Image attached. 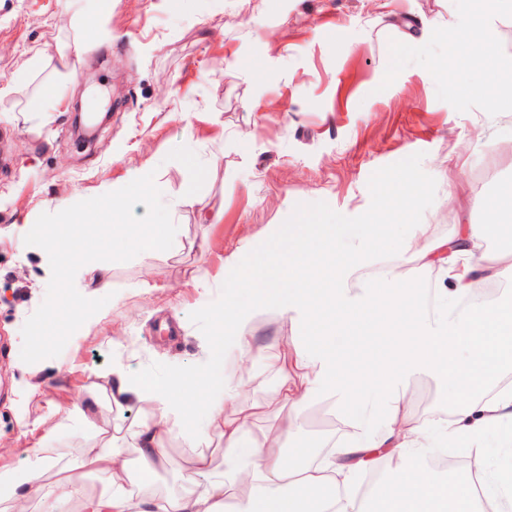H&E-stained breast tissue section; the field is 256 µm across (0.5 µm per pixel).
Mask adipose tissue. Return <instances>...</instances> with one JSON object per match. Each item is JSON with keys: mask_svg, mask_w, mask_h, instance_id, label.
Instances as JSON below:
<instances>
[{"mask_svg": "<svg viewBox=\"0 0 512 512\" xmlns=\"http://www.w3.org/2000/svg\"><path fill=\"white\" fill-rule=\"evenodd\" d=\"M495 0H472L468 62L485 71L494 66L487 25ZM508 230L504 224H469L462 235L433 239L424 224L414 225L402 253L386 261L380 276L362 278L359 263L378 244L374 225L353 232L348 224H296L249 252L237 268L234 295L224 303L222 328L229 332L237 361L254 357L249 309L262 305L285 309L301 305L307 322L328 329L337 321L373 359L367 377L351 368V354L324 343L308 346L276 343L263 355L265 370L277 379L276 394L290 411L275 429L254 432L256 413L237 407L246 381L238 370L225 373L221 392L207 401L210 428L224 443V467L216 469L205 453L186 462L190 491L177 496L135 494L127 487L132 459L148 472L167 464L163 437L191 410V381L160 383L112 370L110 394L116 407L151 404L130 435L133 455L105 445L85 449L82 471L99 475L105 491L86 493L81 473L57 468L42 443L34 448L43 468L16 483L17 507L34 501L42 512H479L474 488H481L494 512H512V482L499 463L487 457L489 437L512 444V386H499L512 367V298L491 305L463 307L475 277L494 282L512 276V251L487 254L482 272L469 260L482 244ZM439 259L450 287L433 292L400 288L404 263ZM421 308L409 313L411 300ZM379 312L361 321L362 308ZM397 337L389 353H374L383 337ZM427 371L446 383L447 422L413 417L405 409L409 377ZM332 381V392L355 427L349 437L330 445L324 456L311 449L287 451L284 439L296 435L299 414ZM467 448L473 467L462 477L437 479L429 462L438 444ZM384 466L386 478L372 493L358 495L357 473Z\"/></svg>", "mask_w": 512, "mask_h": 512, "instance_id": "obj_1", "label": "adipose tissue"}]
</instances>
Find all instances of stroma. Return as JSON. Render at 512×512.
<instances>
[{
    "label": "stroma",
    "mask_w": 512,
    "mask_h": 512,
    "mask_svg": "<svg viewBox=\"0 0 512 512\" xmlns=\"http://www.w3.org/2000/svg\"><path fill=\"white\" fill-rule=\"evenodd\" d=\"M468 0H0V87L34 54L42 64L0 99V471L36 469L31 437L74 466L106 422L118 448L139 404L110 413L104 375L120 366L166 382L213 355L232 367L219 322L224 282L245 253L301 221L385 225L364 267L398 253L411 225L433 238L482 224L481 200L512 186V13L490 16L499 77L468 66ZM86 50L74 57L76 41ZM98 70L105 84L85 85ZM48 82L60 111L29 113ZM111 111L97 148L78 151L75 100ZM154 173L178 227L172 248L113 263V296L56 357H20L22 328L44 301L47 253L24 242L41 213ZM201 203L185 205L187 195ZM258 346L311 343L302 307H254ZM410 410L446 418L448 390L414 374ZM209 389L191 393L185 430H207ZM293 447L339 439L349 423L329 392L302 412ZM173 430L151 493L178 494L201 450Z\"/></svg>",
    "instance_id": "1"
}]
</instances>
